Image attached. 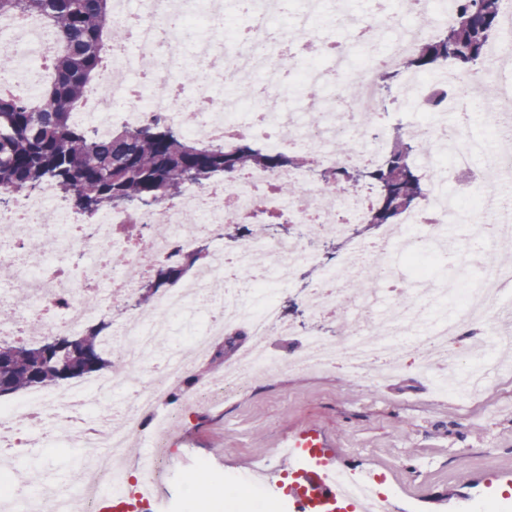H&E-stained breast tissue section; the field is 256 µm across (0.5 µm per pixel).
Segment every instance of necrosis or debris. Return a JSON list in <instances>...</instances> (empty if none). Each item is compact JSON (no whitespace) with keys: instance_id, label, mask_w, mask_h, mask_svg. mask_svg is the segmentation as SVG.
I'll use <instances>...</instances> for the list:
<instances>
[{"instance_id":"obj_1","label":"necrosis or debris","mask_w":512,"mask_h":512,"mask_svg":"<svg viewBox=\"0 0 512 512\" xmlns=\"http://www.w3.org/2000/svg\"><path fill=\"white\" fill-rule=\"evenodd\" d=\"M458 8V0H368L366 11L358 14L350 0H294L290 26L275 33L269 21L283 13L280 0H112L110 22L123 27L128 39L110 52L76 119L105 136L114 122L136 128L161 114L206 143L229 148L250 138L268 152L310 155L321 167H370L390 145L383 72L400 70L410 90L422 84L421 76L401 65L423 40L450 26ZM241 14L245 26L230 31L220 26L221 18ZM1 32L13 61L8 81L23 83L28 96L37 97L45 69H29L26 61L45 59L55 49L53 33L33 32L24 18L0 21ZM283 55L292 59V69L278 66ZM188 64L197 80L187 91L177 75ZM509 68L512 28L507 25L474 76L440 67L439 86L447 98L435 107L419 99L421 118L405 125L428 147L425 195L399 224L380 225L369 239L352 241V227L366 223L377 189L368 184L347 191L329 188L315 183L305 167L251 169L189 188L134 219L167 227L166 233L138 240L119 235L120 226L132 220L123 210H104L89 225L68 212L63 223L51 225L43 214L59 203L53 186L34 195L16 194L13 205L0 210V271L30 303L0 320V335L44 337L63 327L76 332L116 313L112 369L88 386L101 396L126 381L135 386L112 410L121 421L116 428L106 418H89L83 383L31 390L19 402L0 406V447L13 448L25 428L66 427L73 444L99 443L106 449L84 461L76 512H100L102 489L133 508L137 486L129 474L142 479L179 463L188 411L280 373L338 372L359 380L375 371L389 379L402 369L399 353L412 345L415 370L434 379L438 395L450 397L457 392L456 370H494L495 355L475 350L465 360L459 347L465 328L496 336L512 314L503 300L504 288L512 286V266L493 253L512 238V226L503 221L512 216V127L502 122L512 114V83L500 79ZM476 80L492 87L491 99H472ZM272 91L281 101L275 113L263 105ZM476 115L490 139L474 136ZM459 186L466 187L464 196H442L443 188ZM260 213L287 217L297 233L249 241L225 254V217L247 224ZM451 220L473 225L474 241L467 248L450 237L446 224ZM201 237L214 245L206 270L182 278L150 309L130 306L158 258H173ZM325 238L350 243L330 267L321 266L317 249ZM116 252L124 254L125 266L113 267ZM444 258L461 268L478 265V278L462 284L438 277L433 269ZM228 260L243 276L241 287L220 286ZM304 265L319 269L304 295L310 317L353 311L350 321L337 323V339L314 329L296 332L283 315L278 293L291 287ZM364 279L373 280V287H361ZM190 310L199 320L188 347L204 359L213 357L225 335L241 332L247 338L217 376L194 377L191 362L177 350L161 363L152 361L168 334V319ZM294 334L301 337L295 354L271 352L274 337ZM138 440L149 450L134 460L129 449ZM336 478L350 499L368 489L375 512H392L394 490L380 489L352 469L337 468Z\"/></svg>"}]
</instances>
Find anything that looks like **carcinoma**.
I'll use <instances>...</instances> for the list:
<instances>
[{
    "mask_svg": "<svg viewBox=\"0 0 512 512\" xmlns=\"http://www.w3.org/2000/svg\"><path fill=\"white\" fill-rule=\"evenodd\" d=\"M499 2L462 0L455 22L423 41L402 68L430 72L448 63L460 73L475 72L500 33ZM110 13L109 0H0V19L37 16L57 37L52 74L38 100L0 92L1 201L8 193L34 192L49 182L86 214L112 207L136 212L179 196L188 185L205 186L251 168L284 167L312 168L328 187L376 185L379 197L370 224H397L423 198L425 182L411 157L424 143L404 133L391 137L389 149L375 166L320 169L307 156L269 153L247 138L230 148L193 141L160 115L136 129H115L106 138L73 123L72 111L87 85L99 76L105 50L125 41L121 29L108 25ZM199 254L198 249L178 252L141 288L153 295L177 282ZM110 332L105 323L91 321L70 336L73 354L63 370L46 349V338L0 341V385L18 394L55 385L64 370L70 379L96 374L112 366L105 351Z\"/></svg>",
    "mask_w": 512,
    "mask_h": 512,
    "instance_id": "cac0c4a2",
    "label": "carcinoma"
}]
</instances>
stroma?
I'll return each mask as SVG.
<instances>
[{
    "instance_id": "stroma-1",
    "label": "stroma",
    "mask_w": 512,
    "mask_h": 512,
    "mask_svg": "<svg viewBox=\"0 0 512 512\" xmlns=\"http://www.w3.org/2000/svg\"><path fill=\"white\" fill-rule=\"evenodd\" d=\"M310 427L333 442L338 464L386 474L398 512H471L480 499L512 495V372L492 374L485 395L446 399L410 366L388 384L286 372L209 407L182 432L170 490L235 476ZM81 464L61 432L50 442L30 433L16 454L19 469L39 475L35 496L76 484Z\"/></svg>"
}]
</instances>
